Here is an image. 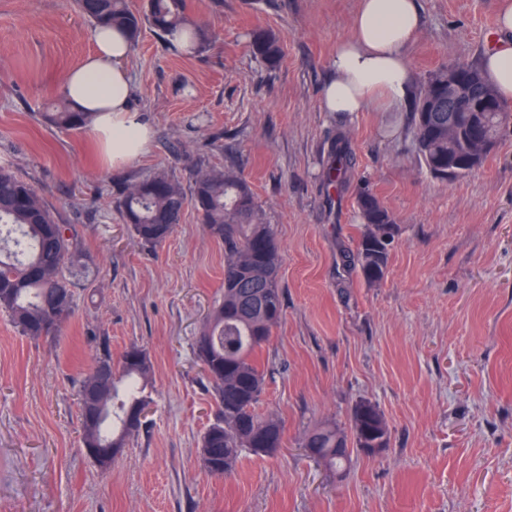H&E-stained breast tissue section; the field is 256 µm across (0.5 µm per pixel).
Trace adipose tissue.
Returning a JSON list of instances; mask_svg holds the SVG:
<instances>
[{
    "label": "adipose tissue",
    "instance_id": "1",
    "mask_svg": "<svg viewBox=\"0 0 512 512\" xmlns=\"http://www.w3.org/2000/svg\"><path fill=\"white\" fill-rule=\"evenodd\" d=\"M420 28L417 0H360L352 33L332 57L323 109L353 115L373 105L394 109L405 103L411 85L404 48ZM496 29L495 41L480 56V68L500 97L512 102V0H503ZM93 42L92 52L67 73L63 93L72 111L93 113L91 136L108 168L138 158L150 130L132 106L127 37L99 28Z\"/></svg>",
    "mask_w": 512,
    "mask_h": 512
}]
</instances>
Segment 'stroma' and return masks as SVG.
<instances>
[{"label":"stroma","mask_w":512,"mask_h":512,"mask_svg":"<svg viewBox=\"0 0 512 512\" xmlns=\"http://www.w3.org/2000/svg\"><path fill=\"white\" fill-rule=\"evenodd\" d=\"M498 3L418 0L413 85L477 64ZM358 5L188 0L217 39L194 57L143 31L128 67L151 140L112 170L89 129L42 117L91 52V27L71 0H0V166L77 227L92 267L54 337L22 336L0 313V512H512V126L481 168L442 183L414 149L409 105L323 111ZM258 30L280 39L275 70L251 51ZM339 130L355 166L330 205L322 161ZM202 166L248 182L280 248L285 300L257 355L256 411L281 421L282 446L244 454L222 478L201 463L214 401L194 344L224 292V247L189 205L165 242L142 248L117 209L122 182L162 170L187 188ZM361 185L398 219L375 285L342 261ZM104 341L116 359L146 352L153 398L107 471L82 447L76 395ZM361 401L384 414L389 446L352 453L340 479L303 440L323 421L350 430Z\"/></svg>","instance_id":"obj_1"}]
</instances>
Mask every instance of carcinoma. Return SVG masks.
<instances>
[{
  "instance_id": "carcinoma-1",
  "label": "carcinoma",
  "mask_w": 512,
  "mask_h": 512,
  "mask_svg": "<svg viewBox=\"0 0 512 512\" xmlns=\"http://www.w3.org/2000/svg\"><path fill=\"white\" fill-rule=\"evenodd\" d=\"M73 6L94 29L125 31L133 48L145 28L163 40L174 30L186 31L187 55L206 52L216 39L206 24L189 18L187 0H143L138 11L129 7L128 0H73ZM251 49L271 69L282 57L279 39L266 30L253 33ZM450 115L459 119L462 134L468 135L464 113L448 112V71L442 69L414 94L410 112L415 151L431 177L442 182L448 181V165L462 159L460 143H448ZM41 116L72 130L90 124V116L71 111L64 98L56 111ZM480 116L499 139L512 123V106L500 100L496 111ZM353 166L349 138L338 131L323 165L325 186H346ZM188 202L211 237L224 245V296L196 342L216 404L214 420L201 440L202 451L210 456L202 461L209 475L222 477L236 468L242 453L272 455L282 446V423L255 413L264 386L255 354L284 315L281 255L262 206L247 182L231 169L207 171L187 190L169 174L157 172L124 187L117 198L133 238L146 248L162 244L173 233ZM355 204L362 230L347 258L373 285L385 277L397 218L367 187L356 191ZM0 235V310L30 339L52 335L73 312L76 277L89 274L86 268L76 269L78 230L58 223L29 182L0 167ZM95 363L108 367L101 381L104 408L94 421L80 410L81 441L95 438L103 447L122 448L126 436L140 428L133 423V413L152 403L147 391L151 366L146 357L136 363L124 358L112 362L106 342ZM336 430V425L324 423L304 439V447L319 449L321 459L332 468L349 461L355 448L365 453L369 448H386L390 441L384 415L366 401L353 409L351 433L338 439Z\"/></svg>"
}]
</instances>
